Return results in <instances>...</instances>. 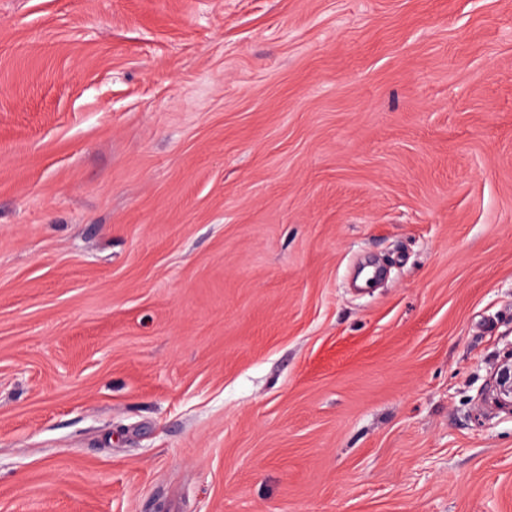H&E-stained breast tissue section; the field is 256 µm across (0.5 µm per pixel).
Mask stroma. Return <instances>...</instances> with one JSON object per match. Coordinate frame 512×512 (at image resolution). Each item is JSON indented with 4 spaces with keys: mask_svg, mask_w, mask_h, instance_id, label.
<instances>
[{
    "mask_svg": "<svg viewBox=\"0 0 512 512\" xmlns=\"http://www.w3.org/2000/svg\"><path fill=\"white\" fill-rule=\"evenodd\" d=\"M512 0H0V512H512Z\"/></svg>",
    "mask_w": 512,
    "mask_h": 512,
    "instance_id": "obj_1",
    "label": "stroma"
}]
</instances>
